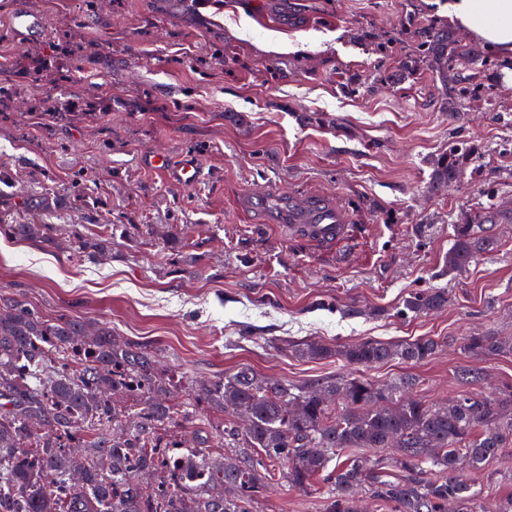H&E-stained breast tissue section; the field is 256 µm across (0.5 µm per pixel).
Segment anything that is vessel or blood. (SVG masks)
<instances>
[{"mask_svg":"<svg viewBox=\"0 0 512 512\" xmlns=\"http://www.w3.org/2000/svg\"><path fill=\"white\" fill-rule=\"evenodd\" d=\"M11 24L21 40L31 42L42 34L46 20L37 12L21 9L14 12ZM142 161L147 168L165 172L171 183L180 188L196 184L203 175L199 160L191 155L174 158L167 153L148 152ZM254 205L259 212L274 210L282 222L294 225L302 235L322 243L342 238L348 229L344 211L319 200L303 203L281 196L271 204L266 197L258 196Z\"/></svg>","mask_w":512,"mask_h":512,"instance_id":"1","label":"vessel or blood"}]
</instances>
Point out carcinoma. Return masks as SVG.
<instances>
[{"mask_svg":"<svg viewBox=\"0 0 512 512\" xmlns=\"http://www.w3.org/2000/svg\"><path fill=\"white\" fill-rule=\"evenodd\" d=\"M427 0H408L399 28L383 34L356 28L354 41L378 55L369 72L336 70L349 96L377 85L396 89L423 73L441 86V107L459 112L478 99L498 112L496 87L505 65L489 49L459 40ZM474 151L460 137L433 163L430 192L443 194L465 176ZM455 226L448 269L465 270L494 248L487 225L503 215L494 194ZM86 224H8L0 236L57 245L64 235L73 258H112V235L90 239ZM170 231L155 262L193 273L195 257L183 254ZM448 303V292L413 293L405 309L422 315ZM442 344L421 337L402 344L365 340L331 346L310 339L293 345L308 359L336 357L357 369L392 360L418 363ZM474 355L512 352V343L487 333L466 337ZM419 386L406 376L389 387L349 373L296 385L247 367L194 378L163 369L153 348L87 318L44 315L20 295L0 290V512H252L269 483L283 479L306 489L329 486L326 512H353L363 483L397 512H477L481 490L459 478L461 465L477 469L512 446V390L480 391L451 404L404 400ZM209 412L205 431L197 416ZM194 447L173 466L163 449ZM358 448H393L397 474L386 479ZM429 464L443 475L424 477ZM207 472L205 482L187 475Z\"/></svg>","mask_w":512,"mask_h":512,"instance_id":"cac0c4a2","label":"carcinoma"}]
</instances>
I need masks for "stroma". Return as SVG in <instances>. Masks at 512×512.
<instances>
[{
    "label": "stroma",
    "mask_w": 512,
    "mask_h": 512,
    "mask_svg": "<svg viewBox=\"0 0 512 512\" xmlns=\"http://www.w3.org/2000/svg\"><path fill=\"white\" fill-rule=\"evenodd\" d=\"M0 0V213L19 224H108V261H77L68 241L43 248L0 237V289L23 293L45 314L107 323L154 347L187 377L240 367L293 384L346 373L336 358L297 356L289 341L331 345L442 346L421 363L399 360L364 372L378 385L408 374L415 397L438 405L479 389H512V353L477 357L466 336L512 338V113L483 101L453 117L422 78L402 89L344 95L336 69H373L376 56L350 37L359 25L391 33L407 0ZM47 31L23 44L10 26L19 6ZM238 58L225 69L222 57ZM279 77H271L270 64ZM475 149L461 183L428 192L434 158L453 131ZM149 151L199 158L205 176L188 188L143 167ZM492 187L509 217L497 241L466 270H448L453 228ZM44 194L48 208L18 204ZM321 198L343 209L346 235L320 244L286 224L253 222L258 194ZM127 224L140 225L135 235ZM177 225L197 261L192 275L153 266L160 232ZM444 288L448 304L411 317L404 301ZM479 372V383L460 379ZM462 478L488 512L512 496V450ZM326 486L274 485L254 512H325Z\"/></svg>",
    "instance_id": "35a3bbf8"
}]
</instances>
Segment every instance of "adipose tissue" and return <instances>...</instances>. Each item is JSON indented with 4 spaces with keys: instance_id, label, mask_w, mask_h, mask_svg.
Returning <instances> with one entry per match:
<instances>
[{
    "instance_id": "1",
    "label": "adipose tissue",
    "mask_w": 512,
    "mask_h": 512,
    "mask_svg": "<svg viewBox=\"0 0 512 512\" xmlns=\"http://www.w3.org/2000/svg\"><path fill=\"white\" fill-rule=\"evenodd\" d=\"M445 12L452 25L512 59V0H448Z\"/></svg>"
}]
</instances>
